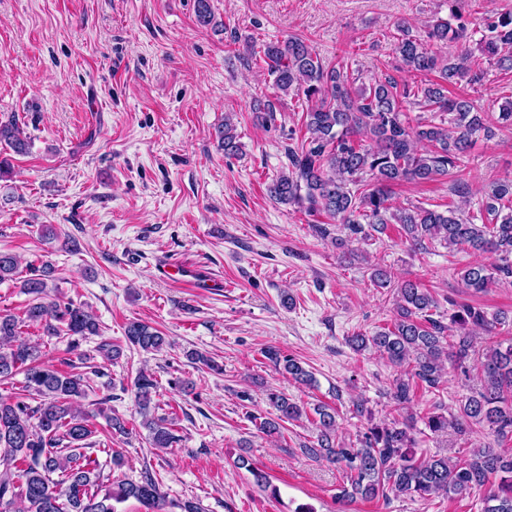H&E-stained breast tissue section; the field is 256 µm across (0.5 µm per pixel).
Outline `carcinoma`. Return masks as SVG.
<instances>
[{
	"label": "carcinoma",
	"mask_w": 512,
	"mask_h": 512,
	"mask_svg": "<svg viewBox=\"0 0 512 512\" xmlns=\"http://www.w3.org/2000/svg\"><path fill=\"white\" fill-rule=\"evenodd\" d=\"M487 29L490 35L468 54L497 56L499 63L507 61L512 68L511 55L499 56L503 49L512 48V13L487 23ZM463 33V27L437 20L430 25L429 40L439 46L462 39ZM395 51L408 72L434 71L441 82L400 90L394 80L386 78L356 90L346 73L325 67L316 50L298 37L264 45L273 86L283 94L304 95L309 134L300 148L288 150V172L271 180L267 194L280 204L340 222L351 237L369 238L397 224L417 250L438 242L449 249L489 254L494 261L475 262L461 272L467 290L483 293L512 277V178L497 180L486 190L481 208L491 216L489 224L474 223L457 206L444 212L418 205L395 210L388 196V188L400 182L426 183L448 177L460 168L473 138L495 136L469 98L448 96V85L462 81L474 85L481 76L472 72L467 58L441 57L404 26L399 27ZM410 98L431 116L410 121L403 109ZM438 113L448 114V121L435 122ZM215 137L224 146V154L233 156L240 150L230 118L215 129ZM0 145L17 155L29 150L13 119L0 121ZM18 266L17 256L0 251V282L15 280ZM53 274L47 263L29 264L20 288L34 299L24 317L0 309V381L24 376V395L0 398V512H15L13 505L18 500L26 504L27 512H118L115 504L131 498L146 512H169L150 471H144L138 482L120 480L107 486L101 471L89 468L91 460L85 452L86 440L92 435L88 414L73 409V403L86 396L83 375L40 361L36 346L21 336V327L35 326L50 340H67L66 352L72 353L80 339L99 334V325L83 306L48 295ZM371 281L378 288L394 290L397 317L392 326L371 336L357 333L349 342L358 350L374 349L397 367H410L405 376L393 380L390 396L395 405L409 407L417 380L437 388L444 363L467 376L468 363L475 359L481 386L461 400L455 417L457 434L468 436L478 426L498 438L512 436V344H493L480 354L474 336L478 330L489 333L499 325L512 324V316L458 304L450 315L455 330L448 335V327L430 314L437 307L435 299L419 284L396 282L382 268L373 270ZM125 339L147 352L167 345L158 329L139 320L127 325ZM264 354L295 381H312V374L294 358L274 348ZM134 386L152 447H171L176 442L172 422L151 411L157 382L142 372ZM29 397L38 399V404L27 403ZM269 401L277 419L259 422V429L268 433L305 413L281 393H269ZM314 412L318 416L316 443L305 451L344 469L347 483L341 486L339 499L386 498L390 492L422 499L477 495L481 512H512V454L488 445L470 448L454 459H419L411 415L368 428L352 445L336 439V413L325 406Z\"/></svg>",
	"instance_id": "carcinoma-1"
}]
</instances>
